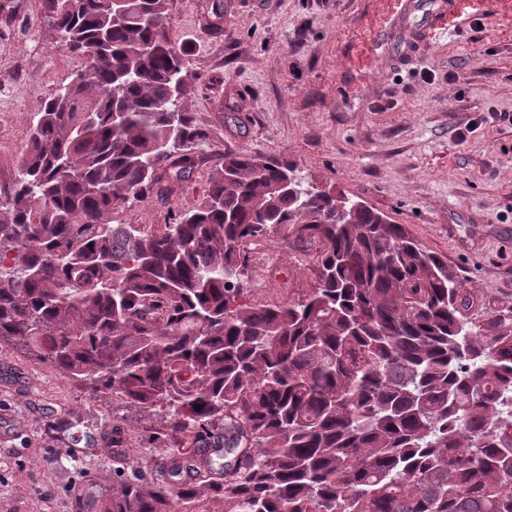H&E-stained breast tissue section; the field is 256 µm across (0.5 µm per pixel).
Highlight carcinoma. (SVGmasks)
<instances>
[{"instance_id": "carcinoma-1", "label": "carcinoma", "mask_w": 512, "mask_h": 512, "mask_svg": "<svg viewBox=\"0 0 512 512\" xmlns=\"http://www.w3.org/2000/svg\"><path fill=\"white\" fill-rule=\"evenodd\" d=\"M45 0L90 65L37 113L0 206V345L165 418L152 476L121 450L75 512H512V302L466 294L401 224L224 155L159 230L113 223L192 169L200 137L167 0ZM312 254L314 285L249 299L252 247ZM201 409H195V406Z\"/></svg>"}]
</instances>
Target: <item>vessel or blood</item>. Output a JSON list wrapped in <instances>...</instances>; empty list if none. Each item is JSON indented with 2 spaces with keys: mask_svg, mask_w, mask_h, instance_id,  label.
Listing matches in <instances>:
<instances>
[{
  "mask_svg": "<svg viewBox=\"0 0 512 512\" xmlns=\"http://www.w3.org/2000/svg\"><path fill=\"white\" fill-rule=\"evenodd\" d=\"M455 9L456 0H403L394 21L396 38L385 42V51L391 54L401 48L405 52H412L420 42L433 36L454 14ZM417 13L424 15V22L416 29H409L407 20Z\"/></svg>",
  "mask_w": 512,
  "mask_h": 512,
  "instance_id": "1",
  "label": "vessel or blood"
}]
</instances>
